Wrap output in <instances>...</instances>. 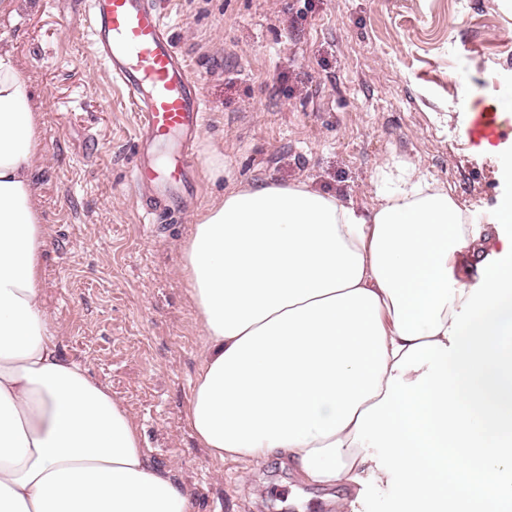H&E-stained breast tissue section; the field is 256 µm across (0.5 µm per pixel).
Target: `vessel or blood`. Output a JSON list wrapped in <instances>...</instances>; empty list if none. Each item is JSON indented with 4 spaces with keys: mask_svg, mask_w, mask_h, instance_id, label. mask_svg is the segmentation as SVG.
Returning a JSON list of instances; mask_svg holds the SVG:
<instances>
[{
    "mask_svg": "<svg viewBox=\"0 0 512 512\" xmlns=\"http://www.w3.org/2000/svg\"><path fill=\"white\" fill-rule=\"evenodd\" d=\"M85 2L90 46L136 111L140 161L131 186L150 224L197 189L192 142L206 103L153 0Z\"/></svg>",
    "mask_w": 512,
    "mask_h": 512,
    "instance_id": "vessel-or-blood-1",
    "label": "vessel or blood"
}]
</instances>
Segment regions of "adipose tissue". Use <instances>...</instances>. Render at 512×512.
<instances>
[{"mask_svg":"<svg viewBox=\"0 0 512 512\" xmlns=\"http://www.w3.org/2000/svg\"><path fill=\"white\" fill-rule=\"evenodd\" d=\"M37 120L26 70L1 49L0 512H193L110 390L59 354L41 304ZM377 196L362 212L264 180L207 207L183 254L205 349L187 419L212 457H281L321 487L390 475L412 504L447 506L448 470H474L499 512L512 197L490 229L413 168ZM479 254L474 291L459 269Z\"/></svg>","mask_w":512,"mask_h":512,"instance_id":"obj_1","label":"adipose tissue"}]
</instances>
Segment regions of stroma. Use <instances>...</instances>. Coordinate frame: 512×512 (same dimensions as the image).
Listing matches in <instances>:
<instances>
[{
    "instance_id": "35a3bbf8",
    "label": "stroma",
    "mask_w": 512,
    "mask_h": 512,
    "mask_svg": "<svg viewBox=\"0 0 512 512\" xmlns=\"http://www.w3.org/2000/svg\"><path fill=\"white\" fill-rule=\"evenodd\" d=\"M207 103L186 214L141 222L129 174L134 110L82 32L79 0H14L0 49L38 112L42 304L62 356L105 385L194 512H406L387 483L324 488L279 459L219 460L185 415L203 354L183 249L237 186L303 181L365 208L384 168L418 167L471 220L512 195V137L468 134L479 102L512 92V0H155Z\"/></svg>"
}]
</instances>
